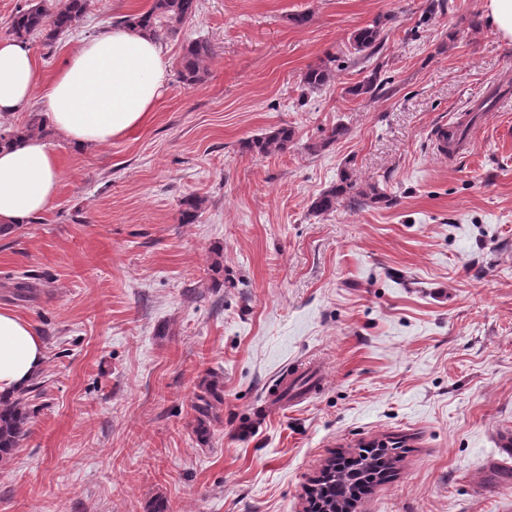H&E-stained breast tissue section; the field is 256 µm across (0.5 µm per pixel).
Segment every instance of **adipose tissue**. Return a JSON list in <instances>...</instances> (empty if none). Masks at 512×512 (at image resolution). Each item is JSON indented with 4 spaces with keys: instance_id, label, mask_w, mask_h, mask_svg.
I'll return each instance as SVG.
<instances>
[{
    "instance_id": "ef3b65f1",
    "label": "adipose tissue",
    "mask_w": 512,
    "mask_h": 512,
    "mask_svg": "<svg viewBox=\"0 0 512 512\" xmlns=\"http://www.w3.org/2000/svg\"><path fill=\"white\" fill-rule=\"evenodd\" d=\"M168 81L159 43L125 25L85 40L48 80L31 48L0 40V118L41 97L44 120L75 148L101 146L139 126ZM60 181L56 156L39 137L0 148V225L18 227L48 209ZM45 368V348L29 322L0 309V400L21 394Z\"/></svg>"
}]
</instances>
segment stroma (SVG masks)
<instances>
[{
	"label": "stroma",
	"mask_w": 512,
	"mask_h": 512,
	"mask_svg": "<svg viewBox=\"0 0 512 512\" xmlns=\"http://www.w3.org/2000/svg\"><path fill=\"white\" fill-rule=\"evenodd\" d=\"M149 0H88L42 76ZM486 0H201L159 39L147 123L83 151L47 138L51 208L0 236V308L41 337L26 439L0 463V512H305L338 453L394 442L396 475L358 512H512V110L449 160L430 132L512 82ZM307 15L305 25L295 16ZM381 24L371 57L352 34ZM214 48L183 83L185 41ZM335 56L330 83L304 72ZM377 74L375 99L349 94ZM280 125L287 152L240 144ZM346 135L330 146L332 127ZM349 171L391 205L312 201ZM204 201L180 219L187 196ZM33 286L14 299L16 282ZM322 359L319 392L239 435L264 387ZM223 398L196 409L208 383Z\"/></svg>",
	"instance_id": "obj_1"
}]
</instances>
